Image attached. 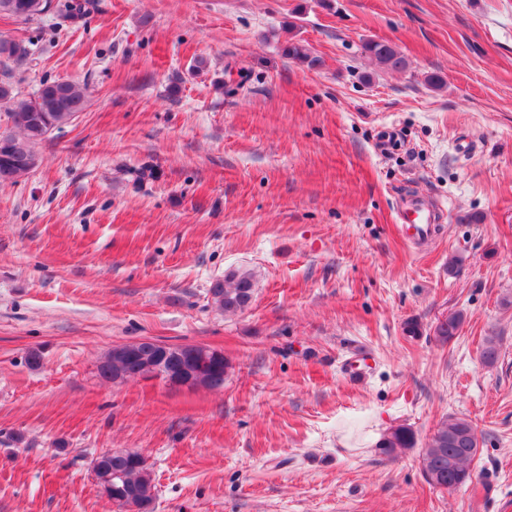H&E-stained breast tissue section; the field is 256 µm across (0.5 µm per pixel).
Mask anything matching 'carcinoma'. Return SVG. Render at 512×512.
Listing matches in <instances>:
<instances>
[{
  "label": "carcinoma",
  "instance_id": "carcinoma-1",
  "mask_svg": "<svg viewBox=\"0 0 512 512\" xmlns=\"http://www.w3.org/2000/svg\"><path fill=\"white\" fill-rule=\"evenodd\" d=\"M50 7L48 0H0V13L21 21H31L44 14ZM286 55L310 65L316 59L310 57L306 48L291 41L285 48ZM27 50L19 43L0 40V64L26 56ZM362 53L390 70H404L406 58L390 43L369 39L362 45ZM89 92L86 84L71 79L46 81L30 98H18L9 86L0 85V100L12 102L9 118L16 132L9 134L12 151L7 157L0 156V171L9 169L10 182L29 173L35 166V147L44 141L52 130L75 119L84 111ZM209 293L213 303L226 313L242 311L254 296L252 275L247 271L230 270L224 277L216 279ZM464 322L462 312H453L438 320L433 335L446 344L459 336ZM499 357V339L488 336L484 340L481 358L485 365H495ZM232 365L224 361V369L207 371L203 387L221 389L224 378ZM123 370L122 362L112 353H107L99 365V373L105 379ZM482 433L473 420L465 416L450 415L443 419L425 442L421 454V471L424 480L441 491L457 490L473 485L472 464L480 451ZM418 439L414 430L405 425L389 428L376 444L380 454L395 457L414 448ZM97 462L102 467L119 475L117 485L124 496L141 508V512H153L156 499L151 467L135 462L129 457L101 453Z\"/></svg>",
  "mask_w": 512,
  "mask_h": 512
}]
</instances>
